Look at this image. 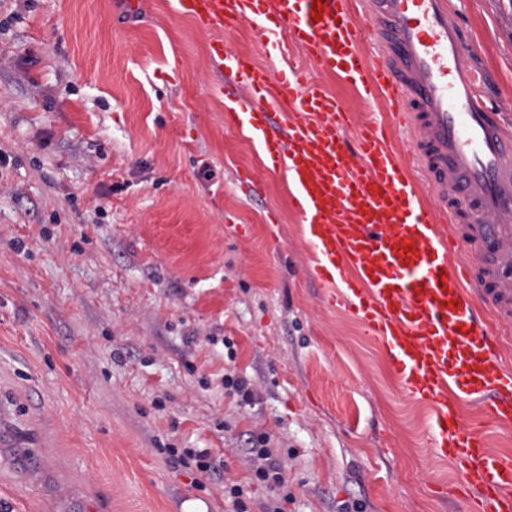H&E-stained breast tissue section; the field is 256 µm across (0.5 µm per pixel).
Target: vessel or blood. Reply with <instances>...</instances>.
<instances>
[{"label":"vessel or blood","instance_id":"1","mask_svg":"<svg viewBox=\"0 0 512 512\" xmlns=\"http://www.w3.org/2000/svg\"><path fill=\"white\" fill-rule=\"evenodd\" d=\"M360 2L369 25L353 15ZM174 0L213 34V66L234 76L224 123L245 127L275 169L314 254L305 274L380 343L406 396L429 410L432 446L473 499L469 512H512V458L482 431L512 430V105L487 106L452 0ZM249 21L269 56L285 43L362 96L382 95L408 133L407 153L349 115L302 71L275 75L218 37ZM378 52L366 56L365 38ZM289 121L275 130V117ZM415 163L434 196L424 204ZM475 411L477 424L465 422ZM0 401V447L29 448ZM57 512H84L58 485Z\"/></svg>","mask_w":512,"mask_h":512}]
</instances>
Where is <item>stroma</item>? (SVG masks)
Returning <instances> with one entry per match:
<instances>
[{
	"mask_svg": "<svg viewBox=\"0 0 512 512\" xmlns=\"http://www.w3.org/2000/svg\"><path fill=\"white\" fill-rule=\"evenodd\" d=\"M461 22L489 99L512 97V0H468ZM209 41L172 0H0V399L41 461L0 449V512H55L61 481L100 512H228L230 483L250 512H464L424 408L306 277L286 180L225 126ZM262 434L286 490L255 479Z\"/></svg>",
	"mask_w": 512,
	"mask_h": 512,
	"instance_id": "1",
	"label": "stroma"
}]
</instances>
